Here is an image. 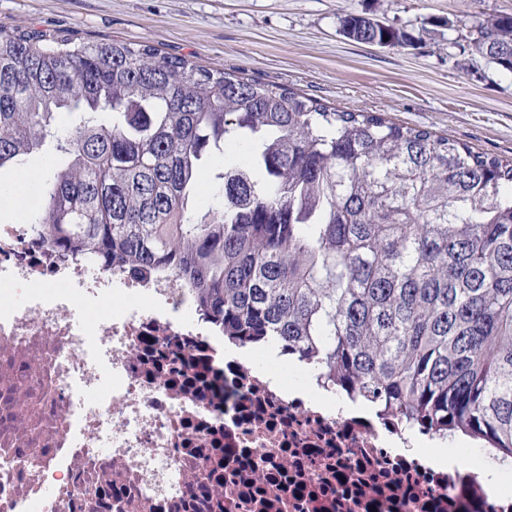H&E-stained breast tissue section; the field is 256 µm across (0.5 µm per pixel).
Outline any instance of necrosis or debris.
Wrapping results in <instances>:
<instances>
[{"label":"necrosis or debris","instance_id":"4bbe7bcc","mask_svg":"<svg viewBox=\"0 0 512 512\" xmlns=\"http://www.w3.org/2000/svg\"><path fill=\"white\" fill-rule=\"evenodd\" d=\"M294 369L227 358L176 273L0 225V512H512Z\"/></svg>","mask_w":512,"mask_h":512}]
</instances>
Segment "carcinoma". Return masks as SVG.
<instances>
[{"label": "carcinoma", "instance_id": "carcinoma-1", "mask_svg": "<svg viewBox=\"0 0 512 512\" xmlns=\"http://www.w3.org/2000/svg\"><path fill=\"white\" fill-rule=\"evenodd\" d=\"M356 42L404 28L340 19ZM504 47L512 16L476 26ZM55 150L29 223L179 274L234 342L280 348L421 433L512 453V160L150 45L0 30V169ZM230 150L198 188L205 161Z\"/></svg>", "mask_w": 512, "mask_h": 512}]
</instances>
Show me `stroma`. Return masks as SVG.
Wrapping results in <instances>:
<instances>
[{"label":"stroma","mask_w":512,"mask_h":512,"mask_svg":"<svg viewBox=\"0 0 512 512\" xmlns=\"http://www.w3.org/2000/svg\"><path fill=\"white\" fill-rule=\"evenodd\" d=\"M502 13L512 0H0V29L151 45L512 159V72L464 51L476 21ZM349 14L414 41L350 40L339 27Z\"/></svg>","instance_id":"obj_1"}]
</instances>
